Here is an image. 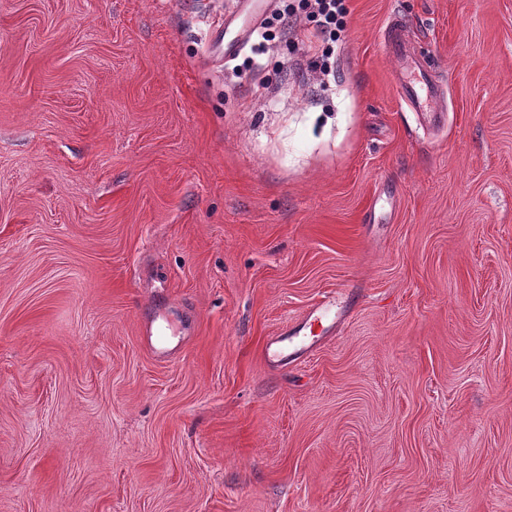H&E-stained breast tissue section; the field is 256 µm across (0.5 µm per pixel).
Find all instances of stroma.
Returning a JSON list of instances; mask_svg holds the SVG:
<instances>
[{"label":"stroma","mask_w":512,"mask_h":512,"mask_svg":"<svg viewBox=\"0 0 512 512\" xmlns=\"http://www.w3.org/2000/svg\"><path fill=\"white\" fill-rule=\"evenodd\" d=\"M231 2L0 0V512H512V0H346L330 91ZM236 3L235 11L224 14V63L244 50L273 1L237 0ZM242 14L247 17L246 23L240 21ZM382 48L398 65L394 82L402 110L416 112L424 124L440 126L447 111L436 73L431 61L416 52L408 27L398 17L388 20L382 33ZM319 341L320 336L313 332L312 325H310L306 330H304V327L293 330L289 336L269 338L265 346V352L269 359H278L284 357V354L289 352L290 349L293 352L289 355H293L303 348L313 350L317 347Z\"/></svg>","instance_id":"obj_1"}]
</instances>
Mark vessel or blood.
I'll list each match as a JSON object with an SVG mask.
<instances>
[{"label": "vessel or blood", "instance_id": "1", "mask_svg": "<svg viewBox=\"0 0 512 512\" xmlns=\"http://www.w3.org/2000/svg\"><path fill=\"white\" fill-rule=\"evenodd\" d=\"M271 5V0H237V9L224 16V58L233 60L249 43ZM384 53L395 61L394 75L398 102L403 111L416 113L419 120L440 126L445 108L443 92L432 63L420 56L407 26L401 19L390 18L382 33ZM320 341L310 329H296L287 336L269 338L265 346L268 358L278 359L294 349H315Z\"/></svg>", "mask_w": 512, "mask_h": 512}]
</instances>
